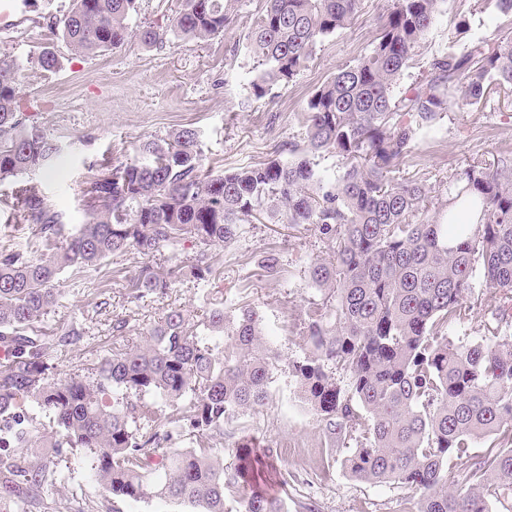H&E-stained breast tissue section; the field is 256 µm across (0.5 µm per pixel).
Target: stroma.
I'll return each instance as SVG.
<instances>
[{
    "label": "stroma",
    "instance_id": "35a3bbf8",
    "mask_svg": "<svg viewBox=\"0 0 512 512\" xmlns=\"http://www.w3.org/2000/svg\"><path fill=\"white\" fill-rule=\"evenodd\" d=\"M469 4L447 0L416 50L411 75H418L437 51L453 49L454 15ZM390 6L391 0H363L346 28L323 39L292 81L254 102L249 84L263 67L250 50L249 36L265 0H239L235 23L205 42L174 38L156 48L135 39L88 56L73 54L49 27L50 18L66 13L71 0H30L29 7L0 20V58L24 63L50 46L60 66L52 72L25 67L21 73L20 118L46 130L59 146L58 157L28 181L70 229L86 221L90 184L114 165L142 161L138 144L147 136L161 139L182 126L197 129L202 170L211 175L275 156L292 157L294 150L306 148L303 114L308 100L339 68L355 64L369 51ZM477 157L512 158V107L492 111L452 104L444 119L420 132L400 175L430 188L436 210L443 211L449 177ZM18 185L14 178L0 181V245L35 243L27 225L9 217L6 203ZM327 250V240L314 226L257 222L215 250L220 277L214 289L223 292L225 301L257 310L277 358L267 405L230 414L214 441L228 465L244 437L259 447L277 449L274 467L292 476L284 496L288 512H415L418 491L350 477L344 462L357 446L356 437L329 434L322 417L298 396L288 371L289 362L309 353L303 336L305 309L321 293L311 283L308 268ZM268 253L279 260L273 274L260 265ZM172 259L167 251L130 253L108 258L95 272L69 269L60 274L66 305L41 328L49 333L73 322L84 333L79 343L56 354L60 375L79 372L87 360L111 348L112 319L125 318L128 335L135 337L146 335L168 307L199 310L197 294L185 285L145 303L128 299L127 279L142 266H164ZM68 466L70 484L80 487L100 512H185L178 503L158 499L113 503L80 456H69Z\"/></svg>",
    "mask_w": 512,
    "mask_h": 512
}]
</instances>
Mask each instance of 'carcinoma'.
<instances>
[{"label": "carcinoma", "mask_w": 512, "mask_h": 512, "mask_svg": "<svg viewBox=\"0 0 512 512\" xmlns=\"http://www.w3.org/2000/svg\"><path fill=\"white\" fill-rule=\"evenodd\" d=\"M138 0H72L53 27L69 50L93 55L136 37L163 47L173 34L207 41L233 23L236 0H183L166 30L135 33ZM251 34L265 69L251 82L258 101L292 81L316 46L343 29L362 0H266ZM446 0H393L376 43L338 70L307 102L306 156L279 157L205 179L196 129L146 138L149 164L126 162L87 191L89 216L69 233L33 185L9 208L46 248L0 249V488L13 512H32L66 482L60 467L84 453L103 491L116 500L169 499L193 512H286L275 494L250 490L265 478L274 449L236 448L224 465L216 432L235 411L268 401L274 356L252 307L212 297V250L235 241L242 225L268 218L314 225L329 241L308 268L324 292L304 320L311 350L290 364L300 398L329 426L359 434L345 460L352 478L422 491L416 512H489L488 498L512 494V312L501 306L487 336L452 338L473 306L481 277L486 301L512 302V174L502 160L477 159L448 181V220L429 215L425 184L396 176L418 134L443 119L452 100L484 107L512 98V0H495L508 19L493 36L435 55L424 79L396 91ZM29 67L59 60L42 49ZM23 66L0 60V180L49 164L59 152L40 127L18 118ZM332 153L345 171L324 189L309 155ZM188 239L195 255L167 267L144 266L127 282L131 299L164 296L178 283L196 288L203 313L169 307L146 337L125 335L84 373L60 377L53 353L79 340L71 327L40 325L61 306L58 276L90 270L111 255L173 253ZM348 376L350 390L336 384ZM172 410H166V406ZM489 451L473 455L477 442ZM32 448L52 452L35 454ZM461 461L477 483L455 487Z\"/></svg>", "instance_id": "carcinoma-1"}]
</instances>
